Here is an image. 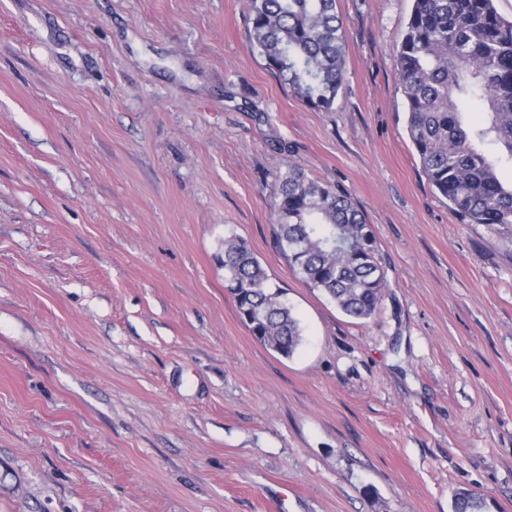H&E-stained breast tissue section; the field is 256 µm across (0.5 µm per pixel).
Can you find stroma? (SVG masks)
I'll use <instances>...</instances> for the list:
<instances>
[{"instance_id": "obj_1", "label": "stroma", "mask_w": 512, "mask_h": 512, "mask_svg": "<svg viewBox=\"0 0 512 512\" xmlns=\"http://www.w3.org/2000/svg\"><path fill=\"white\" fill-rule=\"evenodd\" d=\"M413 0H336L313 109L248 0H0V512H512V234L463 224L409 139ZM338 186L386 288L355 320L274 243L289 164ZM244 238L303 329L224 286ZM224 278L251 334L278 354L292 355L301 341L300 323L283 301L281 289L268 284L261 263L240 237L224 240Z\"/></svg>"}]
</instances>
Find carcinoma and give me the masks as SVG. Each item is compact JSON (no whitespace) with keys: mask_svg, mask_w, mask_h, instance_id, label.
<instances>
[{"mask_svg":"<svg viewBox=\"0 0 512 512\" xmlns=\"http://www.w3.org/2000/svg\"><path fill=\"white\" fill-rule=\"evenodd\" d=\"M252 46L307 106L333 108L346 53L336 0H249ZM407 131L431 187L464 224L512 232V186L498 169L512 163V20L495 0H413L395 46ZM482 122L469 125L463 105ZM490 144L501 152L492 155ZM275 243L290 267L347 316L372 317L386 286L372 225L351 198L288 165L272 205ZM224 278L241 321L261 343L288 357L299 321L268 284L240 237L224 239ZM453 512H486L484 499L458 492Z\"/></svg>","mask_w":512,"mask_h":512,"instance_id":"carcinoma-1","label":"carcinoma"}]
</instances>
